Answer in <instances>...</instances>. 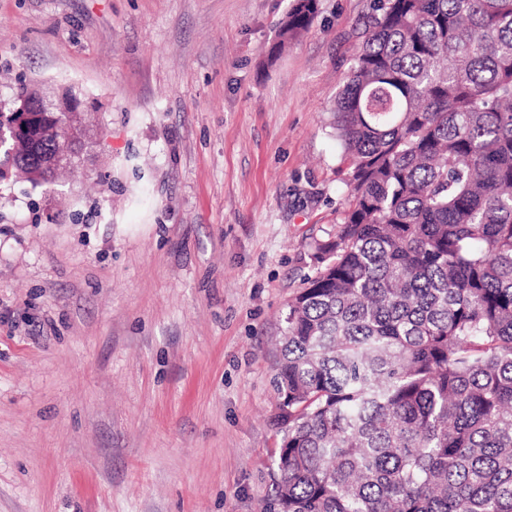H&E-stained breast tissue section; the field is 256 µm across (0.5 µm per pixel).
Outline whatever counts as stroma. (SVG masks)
Listing matches in <instances>:
<instances>
[{
    "mask_svg": "<svg viewBox=\"0 0 512 512\" xmlns=\"http://www.w3.org/2000/svg\"><path fill=\"white\" fill-rule=\"evenodd\" d=\"M369 3L272 62L290 0H0V95L75 86L92 129L0 182V512H279L278 339L348 206Z\"/></svg>",
    "mask_w": 512,
    "mask_h": 512,
    "instance_id": "1",
    "label": "stroma"
}]
</instances>
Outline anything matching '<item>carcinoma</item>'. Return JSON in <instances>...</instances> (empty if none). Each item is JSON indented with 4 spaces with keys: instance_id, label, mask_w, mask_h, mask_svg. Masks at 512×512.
Instances as JSON below:
<instances>
[{
    "instance_id": "carcinoma-1",
    "label": "carcinoma",
    "mask_w": 512,
    "mask_h": 512,
    "mask_svg": "<svg viewBox=\"0 0 512 512\" xmlns=\"http://www.w3.org/2000/svg\"><path fill=\"white\" fill-rule=\"evenodd\" d=\"M318 0H292L277 48ZM330 127L341 223L274 367L281 512H512V0H372ZM36 91L23 83L0 114ZM37 187L52 143L24 131Z\"/></svg>"
}]
</instances>
